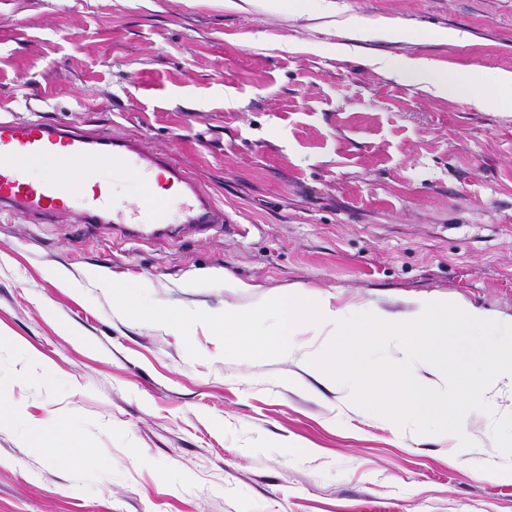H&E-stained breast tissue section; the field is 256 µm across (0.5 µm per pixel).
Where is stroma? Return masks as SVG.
Wrapping results in <instances>:
<instances>
[{"instance_id": "obj_1", "label": "stroma", "mask_w": 512, "mask_h": 512, "mask_svg": "<svg viewBox=\"0 0 512 512\" xmlns=\"http://www.w3.org/2000/svg\"><path fill=\"white\" fill-rule=\"evenodd\" d=\"M0 0V117L33 115L171 153L231 232L122 242L0 215V512H512L494 416L473 445L400 428L302 359L223 357L197 327L123 317L93 280L217 313L299 288L404 316L430 295L512 317V108L467 89L512 71V0ZM423 57L434 97L373 69ZM237 280L228 288L225 278ZM86 444L56 461L28 421ZM25 437L30 447L52 448L55 458L63 463L73 461L79 448H86L79 443L75 427L64 419L30 421Z\"/></svg>"}]
</instances>
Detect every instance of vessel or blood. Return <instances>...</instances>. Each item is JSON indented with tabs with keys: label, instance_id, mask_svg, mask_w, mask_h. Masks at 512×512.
<instances>
[{
	"label": "vessel or blood",
	"instance_id": "b4317fda",
	"mask_svg": "<svg viewBox=\"0 0 512 512\" xmlns=\"http://www.w3.org/2000/svg\"><path fill=\"white\" fill-rule=\"evenodd\" d=\"M44 175L35 180L34 168ZM135 179V196L113 190L108 171ZM168 190L158 198L157 188ZM37 224L68 215L132 242L203 236L232 219L170 153L143 139L87 132L41 118L0 119V211Z\"/></svg>",
	"mask_w": 512,
	"mask_h": 512
}]
</instances>
